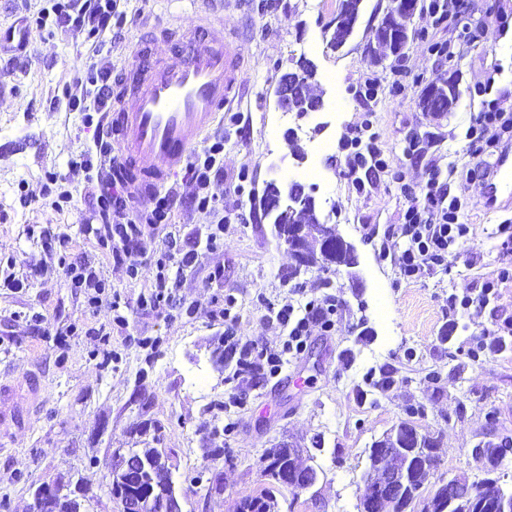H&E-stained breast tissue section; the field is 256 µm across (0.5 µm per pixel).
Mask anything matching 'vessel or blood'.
I'll return each mask as SVG.
<instances>
[{
  "mask_svg": "<svg viewBox=\"0 0 512 512\" xmlns=\"http://www.w3.org/2000/svg\"><path fill=\"white\" fill-rule=\"evenodd\" d=\"M128 73L130 93L118 95L102 116L101 157L106 179L147 198L181 169L218 113L239 94L242 62L208 20L177 42L172 60L159 58L140 39ZM490 208L512 207V148L485 180Z\"/></svg>",
  "mask_w": 512,
  "mask_h": 512,
  "instance_id": "1",
  "label": "vessel or blood"
}]
</instances>
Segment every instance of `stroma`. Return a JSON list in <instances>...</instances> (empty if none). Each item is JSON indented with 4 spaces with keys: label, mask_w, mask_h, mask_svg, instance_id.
I'll list each match as a JSON object with an SVG mask.
<instances>
[{
    "label": "stroma",
    "mask_w": 512,
    "mask_h": 512,
    "mask_svg": "<svg viewBox=\"0 0 512 512\" xmlns=\"http://www.w3.org/2000/svg\"><path fill=\"white\" fill-rule=\"evenodd\" d=\"M471 9L435 23L416 14L421 38L400 57L369 63L365 45L387 0H364L345 46L331 49L324 31L337 0H126L128 22L97 40L69 28L31 29L23 50L0 49V498L10 512H33L40 484L62 480L89 487V512H114L102 462L115 448H139L132 428L160 423L162 447L182 512H239L242 500L272 490L278 512H358L374 443L401 421L436 438L435 479L453 474L468 482L485 476L471 450L498 432H512V335L496 351L492 329L512 316V284L501 286L481 312L448 315L452 292H479L499 267L492 232L511 214L484 207V179L456 178L450 194L463 198L460 220L477 235L448 255L446 273L407 282L378 248L399 251L385 238L405 207L402 184L423 188L431 167L466 161L464 135L482 108L474 91L491 62L503 67L493 96L512 101V53H503L495 12L512 13V0H471ZM224 23L245 68L242 94L223 112L224 213L230 221L216 240L189 207L148 234L176 242L195 260L179 273L166 301L157 302L156 268L147 256L137 277L115 262L84 231L91 187L68 162L92 144L95 130L69 111L62 90L104 66L120 81L140 37L152 34L154 51L169 57L173 43L192 31L201 13ZM460 38L463 56L432 52L436 42ZM316 67L314 93L322 112L305 117L282 111L276 88L295 60ZM457 76L464 94L435 118L417 106L420 91ZM383 91L380 102L359 95L366 80ZM380 135L389 170L367 192L353 185L340 142L363 118ZM295 135L306 152L293 159ZM416 154H406L411 138ZM316 169L314 196L323 218L354 245L355 273L342 267L296 270L295 258L262 216L266 182L302 181ZM64 178L72 200L63 210L42 205L50 173ZM32 205H24L23 197ZM67 240V258L100 270L108 286L89 306L51 254ZM478 253L476 267L467 258ZM333 294L340 316L333 331L314 330L306 349L284 354L287 338L275 314L299 293ZM235 315L239 345L284 356L277 376H235V361L217 369L213 350L224 334L225 313ZM123 326H116V316ZM486 349L480 362L464 354L475 335ZM393 376L383 386L382 370ZM148 401L138 414L135 398ZM223 402L213 416L209 406ZM304 447V465L317 472L308 489L292 492L264 476L260 459L280 440ZM220 447L223 459L204 465L203 451ZM220 476L223 493L191 492L196 475Z\"/></svg>",
    "instance_id": "1"
}]
</instances>
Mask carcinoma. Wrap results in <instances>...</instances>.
I'll return each mask as SVG.
<instances>
[{"instance_id": "cac0c4a2", "label": "carcinoma", "mask_w": 512, "mask_h": 512, "mask_svg": "<svg viewBox=\"0 0 512 512\" xmlns=\"http://www.w3.org/2000/svg\"><path fill=\"white\" fill-rule=\"evenodd\" d=\"M362 9V0H339L336 14L326 26L325 33L329 34L328 45L336 50L344 46L353 34L355 24ZM412 22V16L406 14L404 4L398 0H388L383 15L378 24L371 28L377 42L388 47L395 56L399 55V44L396 39H387L388 34H396ZM297 70L284 73L279 81L281 91L280 104L286 111L298 116L305 115L322 103L319 96L310 92V79L314 70L310 60L300 57L296 61ZM458 78H442L420 92L417 105L423 112L433 116H442L452 111L463 96V92L455 91ZM261 202L267 205L263 216L268 218L274 228L297 227L303 230L304 252L297 261L296 275L301 268L323 269L329 265H350L354 257L348 253L341 241H325L315 233L317 221V204L311 194L294 196L290 191L275 181L265 184ZM162 426H153L152 441L154 445L135 449L130 462L126 463L128 471L140 476L142 484L147 487V496L157 505L169 501L175 492L174 482L169 467L166 465L165 449L156 447L161 442ZM417 448L421 453L428 454L436 447L433 438L415 431V425L403 421L389 434L375 442L376 448H394L396 446ZM265 457L272 464L280 467V479L288 480L292 473L297 472L312 484L316 481L317 473L312 467L303 468L298 464V450L283 443L266 451ZM474 484L465 480H456L450 487L448 499L451 500L448 512H470L472 489ZM90 497L81 490L71 491L60 495L55 503V512H87L86 503ZM277 502L271 492L245 498L240 505V512H276Z\"/></svg>"}]
</instances>
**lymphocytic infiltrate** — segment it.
Instances as JSON below:
<instances>
[{
  "instance_id": "obj_1",
  "label": "lymphocytic infiltrate",
  "mask_w": 512,
  "mask_h": 512,
  "mask_svg": "<svg viewBox=\"0 0 512 512\" xmlns=\"http://www.w3.org/2000/svg\"><path fill=\"white\" fill-rule=\"evenodd\" d=\"M121 0H53L49 12L35 17L36 26H66L76 35L99 36L112 29L123 28L127 14L120 7ZM109 71L101 67L92 70L86 83L69 96L70 110L84 113L86 124H93L96 113L107 105L105 89ZM479 93L488 95L489 101L482 112L471 118L466 129L469 160L465 164L449 162V177L469 179L476 168L488 167L494 157L508 145H512V101L492 97L491 83L478 87ZM224 159V139L215 137L211 144L189 157L186 173L195 190L190 197V208L205 223L224 224V193L220 191L219 174ZM94 221L85 230L100 242L111 246L115 260L125 262L130 275H138L140 256L150 253L153 241L145 234L149 224L169 223L182 201L175 189H167L156 197L154 206L140 210L133 206L124 191L113 190L111 185L98 182L92 196ZM464 207L460 197L450 195L439 172H432L422 197L411 199L403 213L401 224L390 228V235L402 241L400 252L391 254L380 250V258L394 261L403 280L416 281L431 276L448 266V252L470 239L471 225L460 223L459 215ZM501 238L498 251L502 256L497 275L482 287L480 293H451L448 296V312L481 311L496 294L498 286L512 282V225L497 227ZM337 313L335 298L324 297L309 300L303 310H296L293 303H285L276 314L277 322L288 330L284 351L300 353L307 345L313 328L331 331Z\"/></svg>"
}]
</instances>
